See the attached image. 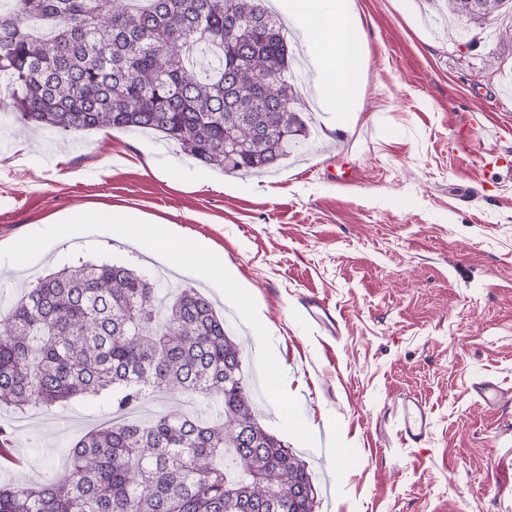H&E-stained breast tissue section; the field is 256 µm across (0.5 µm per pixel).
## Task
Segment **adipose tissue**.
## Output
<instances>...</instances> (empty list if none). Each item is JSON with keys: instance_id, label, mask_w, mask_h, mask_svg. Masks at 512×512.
<instances>
[{"instance_id": "adipose-tissue-1", "label": "adipose tissue", "mask_w": 512, "mask_h": 512, "mask_svg": "<svg viewBox=\"0 0 512 512\" xmlns=\"http://www.w3.org/2000/svg\"><path fill=\"white\" fill-rule=\"evenodd\" d=\"M278 9L303 21L304 35L310 36L317 53V89L324 111H351L362 72L357 48L362 39L360 26L353 24L355 0H276ZM324 16L322 33H314L310 21Z\"/></svg>"}]
</instances>
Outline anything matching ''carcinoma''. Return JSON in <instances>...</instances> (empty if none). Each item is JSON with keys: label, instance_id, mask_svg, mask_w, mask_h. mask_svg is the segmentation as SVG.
<instances>
[{"label": "carcinoma", "instance_id": "carcinoma-1", "mask_svg": "<svg viewBox=\"0 0 512 512\" xmlns=\"http://www.w3.org/2000/svg\"><path fill=\"white\" fill-rule=\"evenodd\" d=\"M506 0H445L482 26ZM287 32L266 0H13L0 75L23 124L64 134L159 133L230 173L276 167L309 136ZM128 263H79L0 313V408L102 397L115 414L81 437L66 474L0 484V512H316L306 463L261 425L243 352L213 302L180 285L158 304ZM158 394L194 414L129 418ZM0 427V467L15 457Z\"/></svg>", "mask_w": 512, "mask_h": 512}]
</instances>
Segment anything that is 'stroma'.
Instances as JSON below:
<instances>
[{
	"label": "stroma",
	"instance_id": "35a3bbf8",
	"mask_svg": "<svg viewBox=\"0 0 512 512\" xmlns=\"http://www.w3.org/2000/svg\"><path fill=\"white\" fill-rule=\"evenodd\" d=\"M357 7L356 110L315 114L303 160L269 173H224L150 132L0 122V241L99 201L190 230L262 311L315 436L306 446L281 434L312 474L317 512H512V403L489 411L468 390L477 377L512 387V6L479 28L439 0ZM81 259L157 267L104 234L77 249L53 242L25 272ZM168 281L230 317L257 375L259 340L226 298L199 276ZM311 294L339 317V337L308 319ZM406 396L433 409L425 447L397 440ZM109 418L95 397L50 414L1 409L21 464L0 481L61 473L74 442Z\"/></svg>",
	"mask_w": 512,
	"mask_h": 512
}]
</instances>
